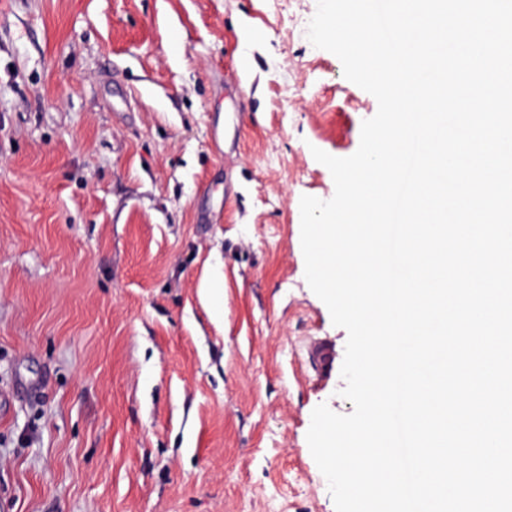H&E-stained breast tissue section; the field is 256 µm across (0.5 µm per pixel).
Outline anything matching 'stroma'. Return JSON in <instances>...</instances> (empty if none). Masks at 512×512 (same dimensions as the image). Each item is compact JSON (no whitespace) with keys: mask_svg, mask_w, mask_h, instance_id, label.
Listing matches in <instances>:
<instances>
[{"mask_svg":"<svg viewBox=\"0 0 512 512\" xmlns=\"http://www.w3.org/2000/svg\"><path fill=\"white\" fill-rule=\"evenodd\" d=\"M316 8L0 0V512H335L300 199L378 105Z\"/></svg>","mask_w":512,"mask_h":512,"instance_id":"35a3bbf8","label":"stroma"}]
</instances>
